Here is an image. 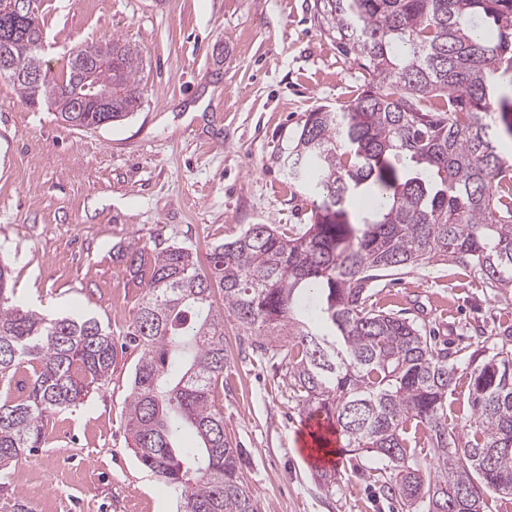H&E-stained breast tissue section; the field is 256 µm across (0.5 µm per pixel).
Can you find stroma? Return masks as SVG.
<instances>
[{
    "instance_id": "stroma-1",
    "label": "stroma",
    "mask_w": 512,
    "mask_h": 512,
    "mask_svg": "<svg viewBox=\"0 0 512 512\" xmlns=\"http://www.w3.org/2000/svg\"><path fill=\"white\" fill-rule=\"evenodd\" d=\"M314 0H36L52 75L80 44L136 48L140 109L118 125L78 128L32 106L0 78V257L14 297L46 313L97 317L131 330L143 288L122 251L178 244L206 252L249 224H303L315 202L281 158L308 112L346 105L363 83L314 16ZM378 307L466 342L448 420L470 423V375L512 324V292L435 259L374 283ZM233 315L215 407L261 512H393L372 478L377 458L343 454L320 480L296 441L311 409L279 360L257 356ZM140 350H118L110 381L51 417L43 448L12 464L0 512H177L176 495L137 461L125 430Z\"/></svg>"
}]
</instances>
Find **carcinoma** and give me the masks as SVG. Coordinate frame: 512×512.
<instances>
[{"label":"carcinoma","mask_w":512,"mask_h":512,"mask_svg":"<svg viewBox=\"0 0 512 512\" xmlns=\"http://www.w3.org/2000/svg\"><path fill=\"white\" fill-rule=\"evenodd\" d=\"M314 17L364 74L348 105L307 114L283 157L288 179L320 204L286 232L247 225L205 265L185 246L151 256L130 247L127 271L145 292L130 332L142 353L126 431L180 512H259L240 477L242 451L212 409L228 311L257 352L282 357L293 393L326 414L344 447L396 471L400 512H484L487 493L512 487V329L471 375L462 434L448 425L458 351L369 301L379 277L433 258L512 290V162L497 147L512 139V102L497 98L498 78L512 74V0H314ZM42 38L34 13L10 51L22 61ZM109 55L94 76L109 111H72L79 62ZM141 63L118 40L78 46L60 80L12 83L64 122L80 116L100 128L140 107ZM13 292L1 262L0 474L44 447L49 418L104 384L116 358L96 318L24 308ZM28 366V379L13 383ZM184 429L196 446H179ZM411 429L433 456L428 477L408 446Z\"/></svg>","instance_id":"carcinoma-1"}]
</instances>
